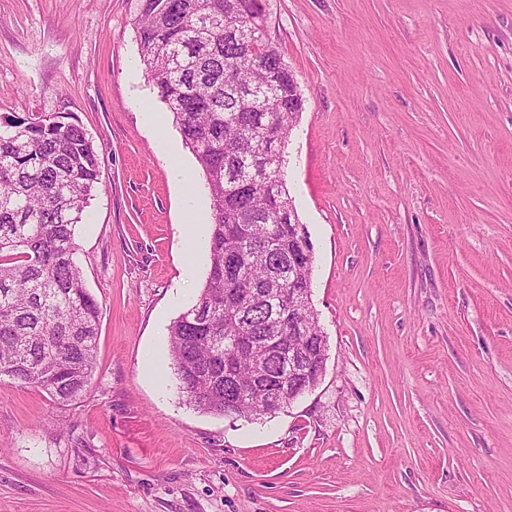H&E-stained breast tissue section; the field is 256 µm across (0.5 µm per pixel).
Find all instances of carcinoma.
<instances>
[{
	"label": "carcinoma",
	"instance_id": "carcinoma-1",
	"mask_svg": "<svg viewBox=\"0 0 512 512\" xmlns=\"http://www.w3.org/2000/svg\"><path fill=\"white\" fill-rule=\"evenodd\" d=\"M257 0H142L136 20L140 57L205 176L212 201L209 266L196 303L169 328L181 392L204 413L224 415V352L250 377L251 340L266 375L288 374V352L267 351L271 315L263 294L292 282L311 290L313 251L295 237V208L284 180L287 139L299 117L282 54L264 38ZM275 77L262 99L242 101L225 72L243 83L266 68ZM247 146L259 177L240 190ZM99 180L98 151L76 121L58 115L12 116L0 123V377L75 401L96 365L100 304L76 261V226ZM301 318L316 337L317 366L327 340L312 307ZM260 399L241 416L270 414Z\"/></svg>",
	"mask_w": 512,
	"mask_h": 512
}]
</instances>
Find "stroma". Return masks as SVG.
Listing matches in <instances>:
<instances>
[{"label":"stroma","instance_id":"1","mask_svg":"<svg viewBox=\"0 0 512 512\" xmlns=\"http://www.w3.org/2000/svg\"><path fill=\"white\" fill-rule=\"evenodd\" d=\"M140 10L0 0V118L65 113L98 149L76 232L101 306L79 400L0 378V512H512V0H267L328 358L250 418L189 406L171 365L212 204Z\"/></svg>","mask_w":512,"mask_h":512}]
</instances>
